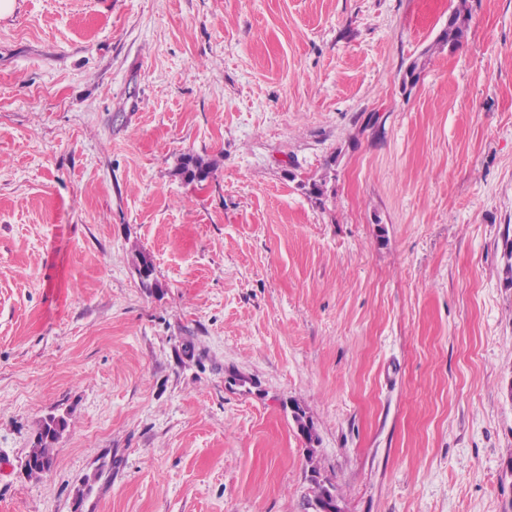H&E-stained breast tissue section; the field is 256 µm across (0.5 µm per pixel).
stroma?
<instances>
[{"label":"stroma","mask_w":512,"mask_h":512,"mask_svg":"<svg viewBox=\"0 0 512 512\" xmlns=\"http://www.w3.org/2000/svg\"><path fill=\"white\" fill-rule=\"evenodd\" d=\"M511 459L512 0L0 16V512H512ZM463 9L455 10L448 17V27L443 29L438 37V42L452 47L459 46L465 32L466 17ZM214 165V162L201 156L186 154L182 159L178 174L190 181H194L198 177L207 179L213 173ZM66 420L63 418H50L44 420L38 432L37 440L32 448L29 449L25 463V471L30 478L41 479L47 472L43 467V462L53 464L54 443L58 436V428L66 427Z\"/></svg>","instance_id":"1"}]
</instances>
